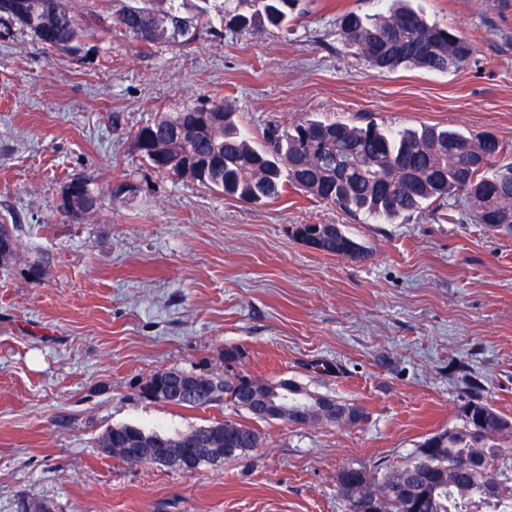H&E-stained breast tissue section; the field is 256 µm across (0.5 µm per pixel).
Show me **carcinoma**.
<instances>
[{
  "mask_svg": "<svg viewBox=\"0 0 512 512\" xmlns=\"http://www.w3.org/2000/svg\"><path fill=\"white\" fill-rule=\"evenodd\" d=\"M192 0H136L112 11V27L147 45H187L202 28L218 33L247 32L261 35L281 29L296 11L300 0H202L208 8L191 9ZM0 19L13 21L41 44L62 48L80 56L89 51L91 33L81 22L75 0H24V11L14 9V0H0ZM343 48L379 72L402 66L447 72L470 60L471 43L455 30L430 23L404 0H388L383 11L366 17L354 10L337 20ZM231 104L199 107L184 104L172 112H157L134 133L139 152L160 173L173 174L248 204L273 200L285 186L303 191L352 213L375 220L396 218L431 205L445 204L462 196L470 216L488 230L512 235V223L500 224L504 212L512 214V162L499 161L503 144L488 134L423 126L419 129L382 128L373 122L364 126L307 118L291 126L271 125L255 137L237 126ZM84 193L74 207L87 218L98 210L96 196L85 181ZM320 252L357 258L366 250L345 232L318 235ZM0 265L17 252V238L7 224H0ZM209 396L201 399L184 392L174 398L168 392L181 384L178 370H161L146 384L150 401L182 407L202 408L228 398L238 411H248L246 393L277 380L237 377L224 384L220 374L203 376ZM288 384L298 393L288 399L311 412L309 422L320 423L318 404L322 394L297 381ZM465 406L475 407L473 418H482L480 428L461 417L462 426L427 437L411 458L384 471L365 467L343 468L336 486L345 512H369L365 501L377 512H450L451 502L512 504V419L498 413L477 395ZM361 407L336 400L332 424L354 425L361 421ZM156 436L133 425L108 430L100 447L124 459L126 451L138 450L136 459L155 462L151 440ZM174 455L187 450L207 458L215 449L231 442L236 452L224 453L223 461L237 459L259 447L256 428L238 421H214L165 438ZM481 456L498 485L491 488L486 477L465 467L448 468V461Z\"/></svg>",
  "mask_w": 512,
  "mask_h": 512,
  "instance_id": "obj_1",
  "label": "carcinoma"
}]
</instances>
